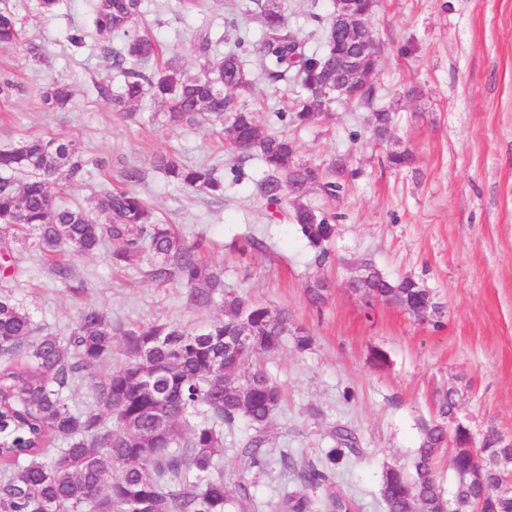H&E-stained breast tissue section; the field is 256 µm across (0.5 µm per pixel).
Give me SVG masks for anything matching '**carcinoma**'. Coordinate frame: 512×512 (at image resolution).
<instances>
[{"label":"carcinoma","mask_w":512,"mask_h":512,"mask_svg":"<svg viewBox=\"0 0 512 512\" xmlns=\"http://www.w3.org/2000/svg\"><path fill=\"white\" fill-rule=\"evenodd\" d=\"M262 36L237 42V50L210 56L212 41L199 35L201 74L183 77L177 61L151 70L145 63L159 55V46L137 31L142 0H97L96 34L106 40L121 32L124 49L112 53V68L124 77L113 108L130 118L146 94L163 109L166 123L193 127L220 126L226 146L244 157L257 153L265 174L255 193L268 206L288 197V185H308L335 199L356 175L345 162L326 168L298 164L296 146L288 137L268 131L255 113L239 104L235 92L252 84L241 55L256 51L265 61L271 84L299 80L305 94L293 98L286 112L276 113L294 126L318 120L321 109L335 103L323 87H334L355 67L371 68L358 43L336 40V18L321 29L324 50L308 53L305 42L285 24L276 0H255ZM19 19L0 3V45L21 42ZM71 97L67 86L43 93L44 102L62 108ZM393 112H375L373 136L389 140ZM158 167L182 187L220 196L224 179L210 165H189L170 157ZM82 150L61 138L19 141L0 150V241L25 242L52 260L64 251L89 257L112 244L117 264L133 265L148 253L155 259L154 277L177 273L195 307L207 308L222 297V315L200 326L133 324L123 330V359L104 377L100 363L112 352V325L95 308L83 309L70 336L42 334L30 315L9 298L0 297V358L21 366L0 371V512H255V497L245 476L224 479V427L248 422L251 434L238 448L250 465H268L267 427L282 402L280 387L253 366L257 353H274L288 335L286 312L248 303L224 290L220 273L202 263L198 246L189 244L170 225L152 219L146 200L132 189L102 188L90 211L59 207L50 185H66L82 172ZM26 172L20 182L14 174ZM333 213L314 210L303 198L292 201L289 220L315 248L333 234ZM376 288L402 308L421 294L405 277L377 275L351 283ZM246 328L257 343L245 351L226 347L227 337ZM86 381L92 404H69L75 383ZM458 399L444 392L437 399L439 421L424 428L415 449L414 471L386 469L379 484L385 512H442L445 499L437 463L448 450V414ZM112 418L107 423L106 417ZM332 446L319 462L295 470L294 458L283 453L281 470L295 473V487L276 503V512H356V502L336 483V471L356 453L357 439L346 427L330 432ZM484 460L482 475L459 477L470 450H452L453 497L481 512H512V496L499 493V459L504 452L494 436L473 446Z\"/></svg>","instance_id":"1"}]
</instances>
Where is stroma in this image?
<instances>
[{"label":"stroma","mask_w":512,"mask_h":512,"mask_svg":"<svg viewBox=\"0 0 512 512\" xmlns=\"http://www.w3.org/2000/svg\"><path fill=\"white\" fill-rule=\"evenodd\" d=\"M205 0L185 13L176 0H144L141 23L160 45V60L174 58L183 75H199L195 36L233 38L229 3ZM287 25L301 34L328 17L331 0H282ZM93 0H61L55 15L43 16L38 0H10L25 39L44 46L42 58L24 47H0V149L29 138L61 135L95 159L78 181L59 193L70 207L91 209L102 187H120L123 170L138 168L132 185L159 222L173 225L187 242L204 239L203 257L223 272L226 290L271 311L288 310L290 336L265 358L267 372L284 392L269 424L268 446L288 451L297 462L312 461L330 447L328 433L343 424L359 436L361 450L349 457L337 480L358 512H383L378 495L382 471L414 470V451L424 425L437 419L438 392L457 387L476 440L512 438V0H380L370 18L385 49L372 77L371 105L333 104L307 126H285L276 111L295 95L292 84H269L261 57L246 53L244 66L254 92L238 100L257 119L286 131L300 163L325 166L347 160L357 175L336 201L310 191L306 203L336 215L323 249L309 245L299 225L287 221L290 201L267 207L254 193L264 174L257 156L234 159L224 135L209 127H172L151 99L135 118L121 119L110 94L123 77L112 67L111 49L124 36L102 40L92 26ZM68 85L64 108L42 100L46 89ZM108 86L102 95L100 86ZM395 114L396 135L371 133L372 112ZM406 152L411 164L392 168L388 156ZM166 154L215 166L224 178L223 196L211 198L182 188L157 169ZM239 173H232L231 164ZM264 243L248 246V239ZM71 270L60 282L34 242L19 253L14 276L0 275V295L10 296L41 332L69 336L78 312L99 309L117 328L112 353L99 366L111 373L120 360L121 329L134 323L195 326L219 316L221 307L189 304L177 279H156L154 262L117 267L112 247L93 257H61ZM389 277L409 276L429 288L442 308L441 327L421 323L404 310L351 294L349 281L361 262ZM324 278L322 303L307 287ZM311 337L297 349L294 339ZM385 351L388 365L369 361ZM352 391L344 401V391ZM246 422L224 433V476L245 475L256 512H275L295 477L278 466L250 467L237 456Z\"/></svg>","instance_id":"35a3bbf8"}]
</instances>
